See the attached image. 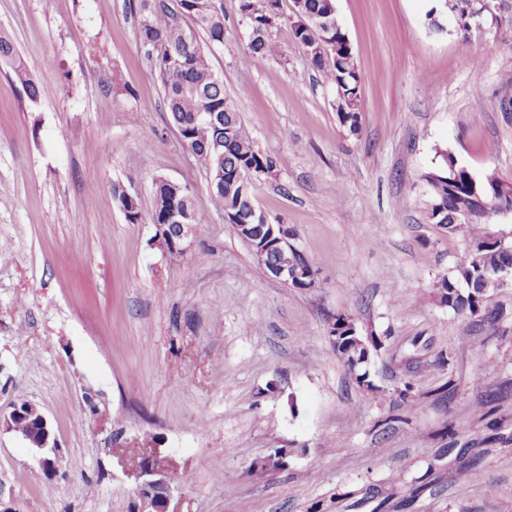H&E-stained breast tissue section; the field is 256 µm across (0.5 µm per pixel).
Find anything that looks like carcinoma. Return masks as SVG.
I'll return each mask as SVG.
<instances>
[{
	"label": "carcinoma",
	"mask_w": 512,
	"mask_h": 512,
	"mask_svg": "<svg viewBox=\"0 0 512 512\" xmlns=\"http://www.w3.org/2000/svg\"><path fill=\"white\" fill-rule=\"evenodd\" d=\"M216 0H132L131 11L138 17L137 38L143 49L158 46L155 53H145L151 69L159 79L164 102L170 113L181 145L196 155L205 169L216 171L209 161L210 146L215 131L194 124L199 112H220L224 115V174L243 176L271 172L274 161L263 154L253 141L240 112L224 91V80L211 69L208 54L210 46L224 44V16L209 3ZM239 12L248 26L249 49L261 58L274 54L270 40L267 0H238ZM297 15L302 20L294 30L296 42L306 47L324 32V23L330 22V41L335 46L329 52L309 56L311 65L322 72L326 83L333 86L336 95L347 100V111L337 112L340 124L351 134L361 130L360 82L353 50L336 38L341 25L330 13V0H296ZM0 64L12 66L27 99L37 102L38 87L20 62L8 36L0 32ZM448 166H442L423 175L432 183L428 202L429 219L457 230L469 237L473 248L467 261L458 269V279L470 291L458 294L453 307L469 314L483 313L484 321L496 322L499 311L490 305L491 295L482 292L484 282L493 278L506 255L498 246L499 240L486 231L489 216L501 206L512 202V185L487 175L483 183L495 187V194L476 197L471 189L469 173L462 172L452 184L447 179ZM217 211L225 216L226 224H241L248 216V207L239 198V187L210 192Z\"/></svg>",
	"instance_id": "cac0c4a2"
}]
</instances>
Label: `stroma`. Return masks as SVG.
<instances>
[{
  "instance_id": "obj_1",
  "label": "stroma",
  "mask_w": 512,
  "mask_h": 512,
  "mask_svg": "<svg viewBox=\"0 0 512 512\" xmlns=\"http://www.w3.org/2000/svg\"><path fill=\"white\" fill-rule=\"evenodd\" d=\"M439 4L336 0L361 75L353 135L292 36V0L266 59L238 0H217L211 66L276 162L254 202L315 272L295 288L213 207L128 0H0L39 89L29 102L0 71V413L29 400L63 450L46 479L0 428V506L135 512L139 452L156 448L168 512H512V286L493 291V324L440 302L471 243L428 221L422 188L446 152L512 184V42L463 39L444 15L435 32ZM159 177L200 219L181 253L151 221ZM336 314L369 349L367 378L329 339ZM279 449L278 469L248 477Z\"/></svg>"
}]
</instances>
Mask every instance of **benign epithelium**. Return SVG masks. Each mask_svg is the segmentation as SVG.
I'll return each mask as SVG.
<instances>
[{"instance_id":"obj_1","label":"benign epithelium","mask_w":512,"mask_h":512,"mask_svg":"<svg viewBox=\"0 0 512 512\" xmlns=\"http://www.w3.org/2000/svg\"><path fill=\"white\" fill-rule=\"evenodd\" d=\"M446 0L448 16L455 27L462 25L479 33L494 32L512 24V3L509 0H477L479 7L465 15L454 3ZM154 223L162 226L163 243L171 253H180L194 225L180 222L177 203L157 211ZM232 229L249 242L258 261L270 268L272 276L291 285L313 277L311 268L302 267L298 261L301 251L293 242V237L284 224H234ZM0 424L15 432L40 454L39 464L44 474L52 479L58 473L61 450L52 427L41 410L29 401L21 400L13 404L10 413L0 418ZM153 456L144 458L139 464L136 486L137 512H167L166 504L175 487L172 485L169 469L158 465Z\"/></svg>"}]
</instances>
